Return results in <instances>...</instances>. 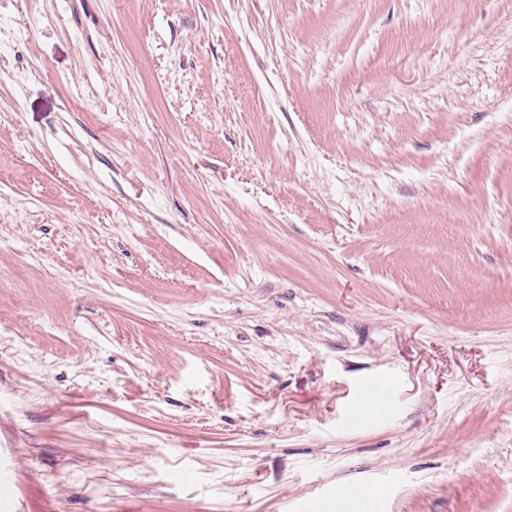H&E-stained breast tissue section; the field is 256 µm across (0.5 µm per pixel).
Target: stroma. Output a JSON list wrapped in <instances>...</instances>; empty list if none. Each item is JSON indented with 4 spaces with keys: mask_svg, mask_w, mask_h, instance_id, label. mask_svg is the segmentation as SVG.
I'll return each instance as SVG.
<instances>
[{
    "mask_svg": "<svg viewBox=\"0 0 512 512\" xmlns=\"http://www.w3.org/2000/svg\"><path fill=\"white\" fill-rule=\"evenodd\" d=\"M0 28V494L512 512V0H0Z\"/></svg>",
    "mask_w": 512,
    "mask_h": 512,
    "instance_id": "stroma-1",
    "label": "stroma"
}]
</instances>
